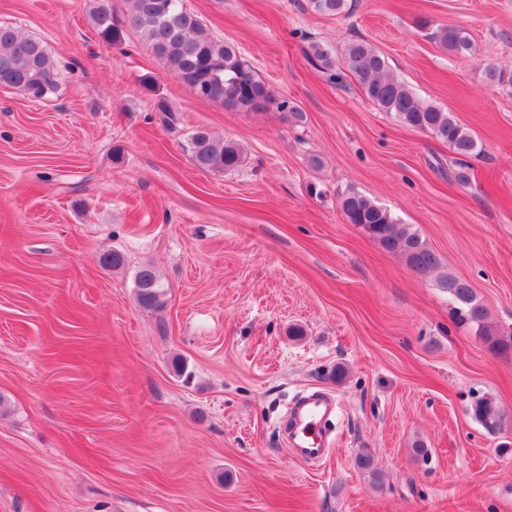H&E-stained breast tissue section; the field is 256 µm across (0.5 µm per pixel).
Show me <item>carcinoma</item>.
I'll use <instances>...</instances> for the list:
<instances>
[{
  "mask_svg": "<svg viewBox=\"0 0 512 512\" xmlns=\"http://www.w3.org/2000/svg\"><path fill=\"white\" fill-rule=\"evenodd\" d=\"M129 10L120 14L112 8V0H89L88 15L98 37L106 44L123 42L127 27L144 34L155 55L168 73L192 88L195 94L210 102L238 112H260L270 105L301 123L304 113L298 105L276 97L270 85L255 73L242 58L236 46L209 37L200 17L185 7L184 0H127ZM347 6V0H306V10L322 16H336ZM433 36L451 54L469 58L475 54L470 34L457 25L436 27ZM307 60L326 79L343 84L351 79L381 111L394 115L403 125L448 145L457 159L455 179L470 181V168L464 158L476 153L477 140L453 113L418 97L410 87L389 72L386 58L362 38L344 44L341 52L320 41H311L305 49ZM487 84L512 86V73L492 65L484 67ZM0 87L18 89L27 97L45 100L59 89V67L45 44L19 29L0 26ZM187 150L194 166L202 171L231 172L241 168L246 155L235 141L212 137L203 129L191 136ZM340 206L346 220L360 227L383 249L399 252L417 274L427 276L440 267L436 253L406 224H400L391 212L373 199L354 190L345 192ZM440 287L448 290L455 313L462 323L473 324L487 347L498 353L512 350V334L503 336L491 328L486 307L477 300L471 286L447 274ZM136 301L145 310H156L164 304L165 285L155 269L148 265L135 274ZM474 416L494 424L500 415L493 403L476 401Z\"/></svg>",
  "mask_w": 512,
  "mask_h": 512,
  "instance_id": "obj_1",
  "label": "carcinoma"
}]
</instances>
